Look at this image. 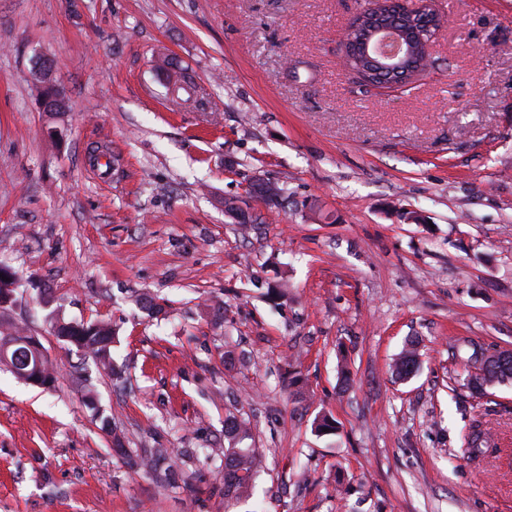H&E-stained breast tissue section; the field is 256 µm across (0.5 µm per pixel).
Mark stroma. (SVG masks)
<instances>
[{"mask_svg": "<svg viewBox=\"0 0 512 512\" xmlns=\"http://www.w3.org/2000/svg\"><path fill=\"white\" fill-rule=\"evenodd\" d=\"M363 3L0 0V320L58 373L0 370V512H224L199 449L232 415L265 458L250 512H512V382L472 394L455 356L512 350V0H433L436 66L396 90L343 65ZM42 58L65 111L41 109ZM268 179L272 211L247 195ZM53 312L109 322L121 376L61 348ZM412 340L421 367L395 380ZM76 365L182 482L113 451ZM474 422L491 443L469 458Z\"/></svg>", "mask_w": 512, "mask_h": 512, "instance_id": "obj_1", "label": "stroma"}]
</instances>
